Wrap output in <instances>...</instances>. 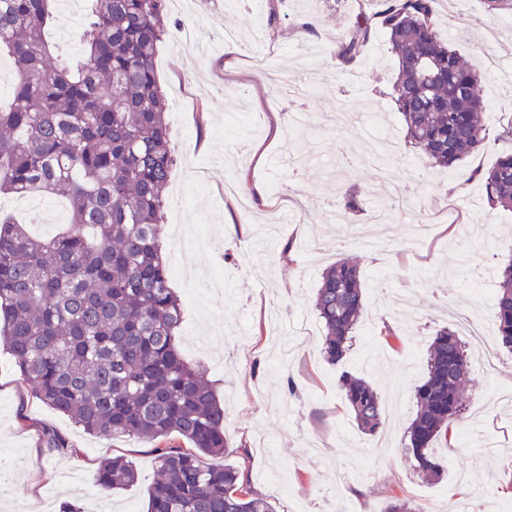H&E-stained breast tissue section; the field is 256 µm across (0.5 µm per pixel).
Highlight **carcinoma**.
Here are the masks:
<instances>
[{
  "label": "carcinoma",
  "mask_w": 512,
  "mask_h": 512,
  "mask_svg": "<svg viewBox=\"0 0 512 512\" xmlns=\"http://www.w3.org/2000/svg\"><path fill=\"white\" fill-rule=\"evenodd\" d=\"M55 2L0 0V52L16 70L0 105V194L60 190L70 201V229L49 239L0 216V344L35 397L88 434L157 443L148 512H276L235 467L204 464L228 455L224 408L178 347L183 307L161 240L176 164L155 70L165 0H86L83 52L74 59L58 58L45 40ZM379 6L362 9L336 58L352 63L383 31L397 61L406 142L434 167L462 166L490 140L481 76L438 36V0ZM471 175L490 207L512 211V152ZM497 278L498 336L512 352V256ZM363 302L357 262L324 269L314 307L328 362L350 350ZM467 373L463 338L436 330L404 443L429 480L445 471L432 446L466 411ZM339 383L358 426L378 433L385 416L375 388L347 371ZM137 480L123 456L92 476L103 490Z\"/></svg>",
  "instance_id": "cac0c4a2"
}]
</instances>
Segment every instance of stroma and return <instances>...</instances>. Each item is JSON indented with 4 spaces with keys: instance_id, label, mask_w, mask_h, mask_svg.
Instances as JSON below:
<instances>
[{
    "instance_id": "1",
    "label": "stroma",
    "mask_w": 512,
    "mask_h": 512,
    "mask_svg": "<svg viewBox=\"0 0 512 512\" xmlns=\"http://www.w3.org/2000/svg\"><path fill=\"white\" fill-rule=\"evenodd\" d=\"M277 0L253 11L247 0H181L164 16L168 34L156 71L168 100L177 163L166 191L163 231L183 225L205 246L170 256L172 286L184 308L178 338L185 360L214 386L224 405L231 454L241 480L277 512H381L392 498L426 512H512V405L498 394L512 388V354L497 336L467 337L469 405L435 453L445 473L430 483L404 448L414 413L412 391L421 378L435 331L454 325L452 309L473 311L496 326V268L512 251V212L490 209L479 179L440 170L412 152L392 98L395 58L376 37L350 64L336 45L361 0H292L270 20ZM469 24L438 31L482 77L490 130L512 119V9L487 11L484 0H462ZM86 4L57 0L48 32L62 57L78 56L84 30L74 18ZM319 20L313 32L307 17ZM197 27L201 48L180 45L181 27ZM261 28L273 68L304 84L297 44L320 45L314 67L323 71L311 95L284 101L249 58L252 31ZM312 115V128L285 136L292 107ZM398 134L386 179L376 177L379 148L357 130L370 118ZM363 210L330 222L346 194ZM386 204V250L366 252L350 238ZM0 208L47 237L68 222L63 196L0 197ZM357 259L365 292L364 320L343 366L321 353L322 325L314 294L323 269ZM391 323L399 337L380 335ZM496 369H486L488 350ZM378 391L386 427L358 428L337 381L342 370ZM62 436L71 454H49L45 433ZM153 443L89 436L45 406L0 352V512H59L72 502L82 512H145L156 475ZM123 455L139 473L119 491L94 486L106 458Z\"/></svg>"
}]
</instances>
